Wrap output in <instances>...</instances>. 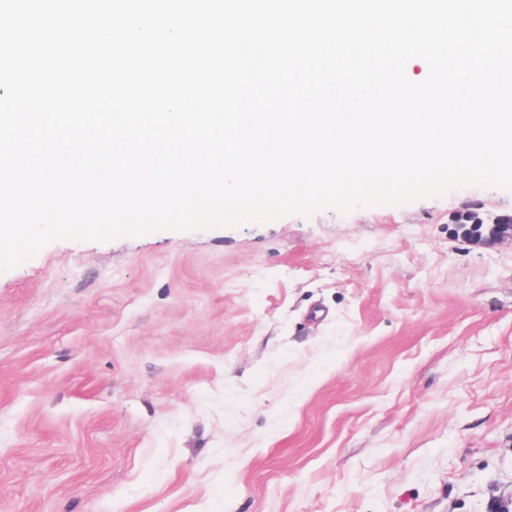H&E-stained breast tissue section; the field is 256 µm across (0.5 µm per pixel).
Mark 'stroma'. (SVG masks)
I'll use <instances>...</instances> for the list:
<instances>
[{"instance_id": "1", "label": "stroma", "mask_w": 512, "mask_h": 512, "mask_svg": "<svg viewBox=\"0 0 512 512\" xmlns=\"http://www.w3.org/2000/svg\"><path fill=\"white\" fill-rule=\"evenodd\" d=\"M466 187L0 273V512H512V242ZM457 224V233L464 239L471 241H496L508 238L512 241V216L503 215L496 218L492 224H477L478 222L467 221L466 218L459 217Z\"/></svg>"}]
</instances>
